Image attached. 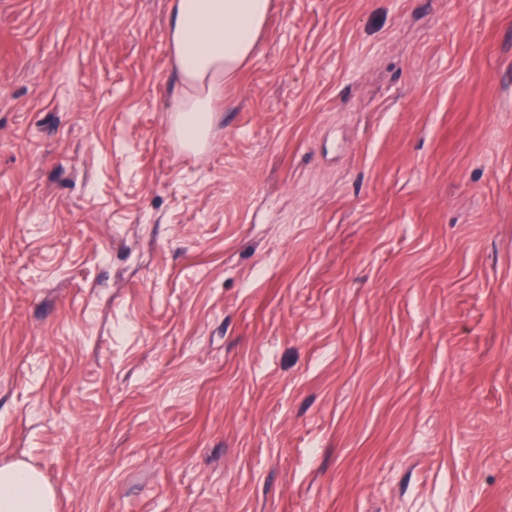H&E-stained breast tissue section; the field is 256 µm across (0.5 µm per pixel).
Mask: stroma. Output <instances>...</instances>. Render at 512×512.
I'll use <instances>...</instances> for the list:
<instances>
[{"instance_id": "stroma-1", "label": "stroma", "mask_w": 512, "mask_h": 512, "mask_svg": "<svg viewBox=\"0 0 512 512\" xmlns=\"http://www.w3.org/2000/svg\"><path fill=\"white\" fill-rule=\"evenodd\" d=\"M272 2L190 155L170 0H0V466L512 512V0Z\"/></svg>"}]
</instances>
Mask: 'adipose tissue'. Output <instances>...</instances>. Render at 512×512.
<instances>
[{
  "instance_id": "adipose-tissue-1",
  "label": "adipose tissue",
  "mask_w": 512,
  "mask_h": 512,
  "mask_svg": "<svg viewBox=\"0 0 512 512\" xmlns=\"http://www.w3.org/2000/svg\"><path fill=\"white\" fill-rule=\"evenodd\" d=\"M270 0H172L171 58L184 88L173 124L180 143L208 137L223 82L252 56ZM0 512H56L54 488L34 468L0 466Z\"/></svg>"
}]
</instances>
